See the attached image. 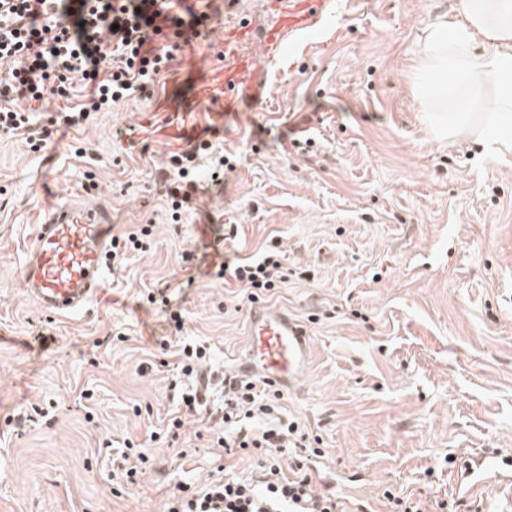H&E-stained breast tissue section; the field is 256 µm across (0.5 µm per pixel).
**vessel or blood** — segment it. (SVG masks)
Here are the masks:
<instances>
[{"label": "vessel or blood", "mask_w": 512, "mask_h": 512, "mask_svg": "<svg viewBox=\"0 0 512 512\" xmlns=\"http://www.w3.org/2000/svg\"><path fill=\"white\" fill-rule=\"evenodd\" d=\"M325 0H289L276 24L264 32L265 46L276 47L284 37L313 27ZM109 216L66 205L51 209L48 223L37 225L24 252L20 280L30 298L45 312L70 316L81 311L106 282ZM312 347L300 321L287 311L266 305L249 315L245 352L234 372L237 379H257L281 391L298 389L308 371ZM463 478L471 484L492 479L512 484V458L470 455Z\"/></svg>", "instance_id": "obj_1"}]
</instances>
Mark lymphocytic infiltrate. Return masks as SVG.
I'll return each instance as SVG.
<instances>
[{
	"label": "lymphocytic infiltrate",
	"instance_id": "lymphocytic-infiltrate-1",
	"mask_svg": "<svg viewBox=\"0 0 512 512\" xmlns=\"http://www.w3.org/2000/svg\"><path fill=\"white\" fill-rule=\"evenodd\" d=\"M178 0H0V135L29 129L32 103L46 95L68 98L74 80L90 85L78 111L58 113L57 122L78 126L89 113L111 109L135 92H146L179 49L182 40L205 25L206 15L176 12ZM26 100L27 108L15 103ZM202 141L174 157L164 193L173 221H180L196 191V161L210 150ZM219 276H230L242 290L272 291L287 274L278 251L256 259L220 262ZM181 376L188 382L180 403L202 411L216 424L212 441L225 450L255 449L260 461L245 479L217 478L200 488L170 493L163 512H336L335 494L316 490L303 464L286 465L307 435L298 421L283 418L279 393L266 384L219 382L221 398L208 401L199 390L200 375L211 362L208 347L172 343Z\"/></svg>",
	"mask_w": 512,
	"mask_h": 512
}]
</instances>
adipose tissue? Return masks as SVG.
Returning a JSON list of instances; mask_svg holds the SVG:
<instances>
[{
    "label": "adipose tissue",
    "mask_w": 512,
    "mask_h": 512,
    "mask_svg": "<svg viewBox=\"0 0 512 512\" xmlns=\"http://www.w3.org/2000/svg\"><path fill=\"white\" fill-rule=\"evenodd\" d=\"M415 88L430 132L512 151V0H458L419 36ZM495 109L478 114L484 98Z\"/></svg>",
    "instance_id": "ef3b65f1"
}]
</instances>
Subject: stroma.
<instances>
[{"label": "stroma", "mask_w": 512, "mask_h": 512, "mask_svg": "<svg viewBox=\"0 0 512 512\" xmlns=\"http://www.w3.org/2000/svg\"><path fill=\"white\" fill-rule=\"evenodd\" d=\"M182 3L208 14V35L175 51L149 97L50 127L32 149L82 102L78 85L39 102L29 132L0 138V512H162L177 486L250 475L256 457L208 447L201 414L152 439L179 407L177 360L164 346L172 328L142 295L167 288L182 337L231 371L253 303L204 254L265 246L288 278L256 301L301 321L313 351L283 415L347 477L345 497H371L379 512L391 494L430 512H512L511 487L467 493L459 481L462 456L512 453V154L434 137L412 86L421 30L456 0H327L274 55L242 43L265 83H240L238 116L188 142L152 127L165 112L223 111L224 27L269 28L275 5ZM198 140L232 167L217 183L201 164L193 210L175 224L166 173ZM63 203L106 204L117 236L152 231L69 318L41 311L20 283L27 239ZM127 440L150 464L136 486L112 470Z\"/></svg>", "instance_id": "obj_1"}]
</instances>
